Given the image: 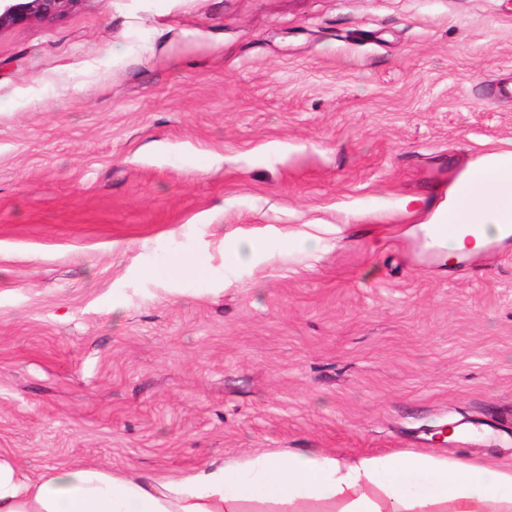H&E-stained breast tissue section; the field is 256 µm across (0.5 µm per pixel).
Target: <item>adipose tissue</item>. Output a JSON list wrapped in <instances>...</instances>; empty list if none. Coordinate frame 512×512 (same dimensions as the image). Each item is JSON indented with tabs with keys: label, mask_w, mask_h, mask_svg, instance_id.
I'll return each mask as SVG.
<instances>
[{
	"label": "adipose tissue",
	"mask_w": 512,
	"mask_h": 512,
	"mask_svg": "<svg viewBox=\"0 0 512 512\" xmlns=\"http://www.w3.org/2000/svg\"><path fill=\"white\" fill-rule=\"evenodd\" d=\"M457 232L429 233L458 255L512 233V142L448 195ZM0 512H512V464L405 451L348 458L319 448L261 451L185 476L91 466L25 474L0 454Z\"/></svg>",
	"instance_id": "ef3b65f1"
}]
</instances>
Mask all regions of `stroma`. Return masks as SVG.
I'll list each match as a JSON object with an SVG mask.
<instances>
[{"label":"stroma","mask_w":512,"mask_h":512,"mask_svg":"<svg viewBox=\"0 0 512 512\" xmlns=\"http://www.w3.org/2000/svg\"><path fill=\"white\" fill-rule=\"evenodd\" d=\"M507 141L512 0H79L1 31L0 451L511 463L512 237L458 260L425 230Z\"/></svg>","instance_id":"obj_1"}]
</instances>
